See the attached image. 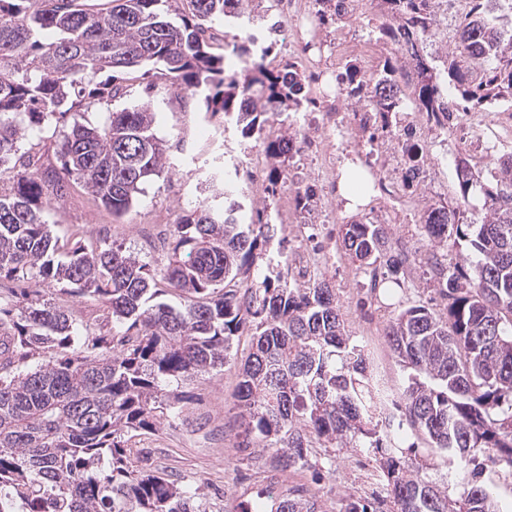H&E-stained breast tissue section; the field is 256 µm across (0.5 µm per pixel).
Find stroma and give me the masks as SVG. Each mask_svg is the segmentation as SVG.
<instances>
[{
    "mask_svg": "<svg viewBox=\"0 0 512 512\" xmlns=\"http://www.w3.org/2000/svg\"><path fill=\"white\" fill-rule=\"evenodd\" d=\"M319 37L327 49L344 58L357 57L365 62L370 55L390 52L389 46L378 44L373 53H365L368 29L362 23L323 29ZM123 79L128 95L113 102L112 107L120 110L151 102L156 115L154 131L166 146L164 172L144 184L132 209L123 217L112 216L100 201L75 185L65 198L53 202L45 219L53 236L87 247L101 242L93 225H112V244L141 254L146 253L140 238L141 225L159 222L170 212L180 217L200 204L212 202L223 186L225 172L242 167L249 154L263 149L264 144L243 139L234 122L205 114L201 102L177 94L164 83H157L152 97H145L146 81L141 70L126 73ZM201 127L209 130V140H195L194 134ZM186 137L194 138L193 149L182 148L181 141ZM289 164L291 180L287 186L273 196L246 187L243 204L248 208L268 207L279 218V234L286 239L292 266L305 265L317 252L332 254V261L322 264L319 272L336 290L348 334L370 351L378 372L391 385L403 387L407 372L390 351L384 328L410 301L421 299L434 305L440 301L425 259L418 252L426 241L420 214L423 206L454 198L458 189L455 167L428 170L425 193L421 200L412 202L409 217H398L389 225L390 238L409 241L412 250L404 266L402 291L374 299L364 286L362 269L345 255L337 237L340 227L351 218L344 215L335 196L321 193L317 207L307 213H283L285 198L291 197L296 188L320 183L314 149L294 154ZM44 297L66 303L78 325L90 326L94 335H111L112 324L99 301L63 295L54 288L46 289ZM237 382L236 367L227 364L182 383L188 400L178 419L162 421L156 431L130 441L135 461L201 488L207 512H267L261 493L265 467L262 462L245 459L236 447L233 393ZM287 478L289 485L304 486L315 493L321 512H341L349 496L368 495L378 489L374 462L353 448L337 449L333 468L291 471Z\"/></svg>",
    "mask_w": 512,
    "mask_h": 512,
    "instance_id": "stroma-1",
    "label": "stroma"
}]
</instances>
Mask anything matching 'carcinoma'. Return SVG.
Instances as JSON below:
<instances>
[{
  "label": "carcinoma",
  "instance_id": "1",
  "mask_svg": "<svg viewBox=\"0 0 512 512\" xmlns=\"http://www.w3.org/2000/svg\"><path fill=\"white\" fill-rule=\"evenodd\" d=\"M249 2L186 0L189 14L176 25L166 19L171 0H0V165L11 159L17 169L12 185L0 186V280L14 284L11 301L0 302V512H206L199 490L135 464L129 441L161 417L177 418L183 396L172 383L228 363L246 329L239 447L262 449L270 470L310 468L315 448H356L379 458L386 496L349 499L343 512H448L433 464L395 442L406 424L433 454L472 466L458 512H500L476 453L512 468V150L489 156L487 183L471 166H456L454 202L421 216L432 247L445 245L452 226L479 259L469 278L432 256L443 311L413 304L389 320L387 345L411 370L400 391L374 375L364 347L352 342L329 282L301 288L271 258L253 272L277 228L260 215L238 223L236 200L182 216L160 265L107 243L67 249L48 229L44 212L71 184L121 217L165 167L149 101L110 110L98 126L55 132L58 169L42 167L32 148L18 152L28 133L124 96L122 73L162 64L170 87L201 98L213 116L232 115L246 137L311 106L291 61L281 70L257 63L242 79L225 74L208 23ZM354 2L315 0L318 24L357 20ZM372 2L380 18L372 40L397 54L372 69L347 60L337 80L345 109L361 113L370 165L398 140L403 186L414 199L424 153L412 133L399 138L393 116L406 104L443 128L453 112L512 104V0H466L451 36L435 0ZM101 73L109 80L89 89ZM293 139L267 134L266 154L290 157ZM477 192L485 216L467 224ZM340 235L370 293L403 286L405 259L389 252L385 225L345 224ZM43 288L102 303L112 336H79L68 308L44 299ZM169 291L184 298L180 309L152 303ZM36 352L43 362L23 366ZM266 499L270 512H319L300 488L271 486Z\"/></svg>",
  "mask_w": 512,
  "mask_h": 512
}]
</instances>
